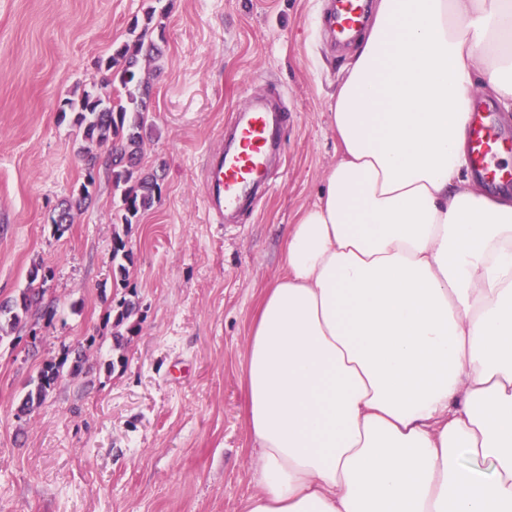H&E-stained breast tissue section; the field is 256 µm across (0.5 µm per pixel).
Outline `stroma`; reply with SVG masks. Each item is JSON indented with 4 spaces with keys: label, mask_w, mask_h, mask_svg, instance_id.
Returning <instances> with one entry per match:
<instances>
[{
    "label": "stroma",
    "mask_w": 512,
    "mask_h": 512,
    "mask_svg": "<svg viewBox=\"0 0 512 512\" xmlns=\"http://www.w3.org/2000/svg\"><path fill=\"white\" fill-rule=\"evenodd\" d=\"M155 0H0V299L50 267L53 321L29 318L0 341V512H243L256 486L242 362L263 288L282 273L289 224L339 158L328 107L357 51L330 50L324 0H171L155 14L161 69L142 163L159 203L118 218L106 170L70 229L53 219L83 180L66 102L97 91L103 61ZM280 102L283 166L236 223H209L202 170L246 101ZM133 252L140 324L114 347L112 244ZM85 370L62 374L17 417L30 379L68 346Z\"/></svg>",
    "instance_id": "35a3bbf8"
}]
</instances>
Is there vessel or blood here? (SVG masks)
I'll list each match as a JSON object with an SVG mask.
<instances>
[{"mask_svg": "<svg viewBox=\"0 0 512 512\" xmlns=\"http://www.w3.org/2000/svg\"><path fill=\"white\" fill-rule=\"evenodd\" d=\"M330 34L344 43L364 26L363 0H332ZM285 115L259 101L248 102L234 114L230 131L208 154L203 176L207 186L206 210L214 223L262 197L270 188L271 161L280 151ZM505 138L490 110L476 105L472 111L470 156L477 177L487 184L512 186V171L501 167L497 154Z\"/></svg>", "mask_w": 512, "mask_h": 512, "instance_id": "obj_1", "label": "vessel or blood"}]
</instances>
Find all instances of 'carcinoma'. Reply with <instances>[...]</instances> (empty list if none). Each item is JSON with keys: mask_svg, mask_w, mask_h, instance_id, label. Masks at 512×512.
Wrapping results in <instances>:
<instances>
[{"mask_svg": "<svg viewBox=\"0 0 512 512\" xmlns=\"http://www.w3.org/2000/svg\"><path fill=\"white\" fill-rule=\"evenodd\" d=\"M154 11L147 12L146 22H133L131 31L135 38L113 48L112 56L105 63L110 77L102 81L97 92H84L79 100L69 101L70 111L76 113L75 124L87 145L79 148L87 181L81 183L73 195V200L59 210L53 224L56 231L64 233L73 223L72 209H81L91 202L95 180L92 171L99 165L108 170L112 188L120 193L121 220L130 225L152 209L161 199V186L158 175L147 172L142 166V145L147 123V100L150 97L149 82L140 75L141 60L157 62L163 56L162 48L153 36L151 27ZM105 148L107 155L102 157L93 152L91 144ZM133 262V254L122 238H117L112 247V278L114 283L126 287L128 264ZM51 268L41 264L33 265L28 271L26 288L17 295L0 300V340L26 324L30 315L50 323L56 310L44 305L46 285L52 280ZM115 312L114 327H125V331L113 333L114 346H124L125 337L137 332L135 316L139 311V299L134 291L126 292L117 304L111 307ZM70 364V374L83 372L86 363L84 346L67 348L60 362H48L39 371L37 383L21 398L17 412L20 416L34 413L45 400L61 377L65 364Z\"/></svg>", "mask_w": 512, "mask_h": 512, "instance_id": "cac0c4a2", "label": "carcinoma"}]
</instances>
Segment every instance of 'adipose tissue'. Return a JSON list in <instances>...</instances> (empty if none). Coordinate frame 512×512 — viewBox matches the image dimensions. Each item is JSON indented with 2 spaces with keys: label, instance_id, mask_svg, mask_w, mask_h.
<instances>
[{
  "label": "adipose tissue",
  "instance_id": "1",
  "mask_svg": "<svg viewBox=\"0 0 512 512\" xmlns=\"http://www.w3.org/2000/svg\"><path fill=\"white\" fill-rule=\"evenodd\" d=\"M478 91L512 112V0H376L252 320L243 512H512V195L470 173Z\"/></svg>",
  "mask_w": 512,
  "mask_h": 512
}]
</instances>
